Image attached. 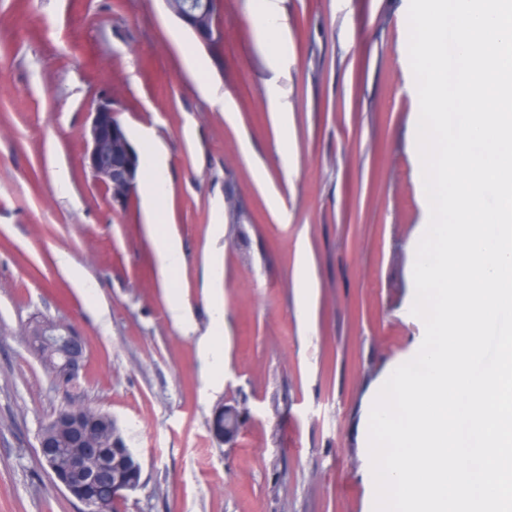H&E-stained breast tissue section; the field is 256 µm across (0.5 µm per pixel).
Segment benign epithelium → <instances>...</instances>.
Wrapping results in <instances>:
<instances>
[{"mask_svg": "<svg viewBox=\"0 0 512 512\" xmlns=\"http://www.w3.org/2000/svg\"><path fill=\"white\" fill-rule=\"evenodd\" d=\"M167 9L182 21L194 34L197 41L207 48L215 61H220L217 49L222 45L224 32L211 25L210 0H165ZM138 154L133 148L124 127L117 121L112 97L97 98L89 112V126L84 132L82 164L95 182L112 199L122 201L134 189L138 170ZM29 335L39 338L46 354L63 369L65 376L76 379L84 367L85 339L76 329L57 322H43ZM243 410L237 404H224L212 419L213 431L224 443L235 444L242 427ZM116 437L114 448L125 457L132 467L141 472L143 466L136 452L127 447L117 421H112ZM55 484L80 505L82 512H106L98 500L86 498L55 472V464L49 457H42ZM143 487V481L117 480L112 483L110 505L124 506L128 496Z\"/></svg>", "mask_w": 512, "mask_h": 512, "instance_id": "7a95c632", "label": "benign epithelium"}]
</instances>
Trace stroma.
Returning a JSON list of instances; mask_svg holds the SVG:
<instances>
[{
    "label": "stroma",
    "instance_id": "1",
    "mask_svg": "<svg viewBox=\"0 0 512 512\" xmlns=\"http://www.w3.org/2000/svg\"><path fill=\"white\" fill-rule=\"evenodd\" d=\"M281 5L284 36L263 40L253 0H224L217 63L164 0H0V512H79L37 452L70 397L113 415L142 459L126 512H373L371 409L425 332L409 0ZM102 93L138 153L166 150L161 208L185 255L171 283L141 192L113 202L82 167ZM213 263L220 370L198 344ZM174 293L188 328L169 317ZM36 319L85 338L71 393L22 336ZM229 399L246 411L231 447L209 430Z\"/></svg>",
    "mask_w": 512,
    "mask_h": 512
}]
</instances>
